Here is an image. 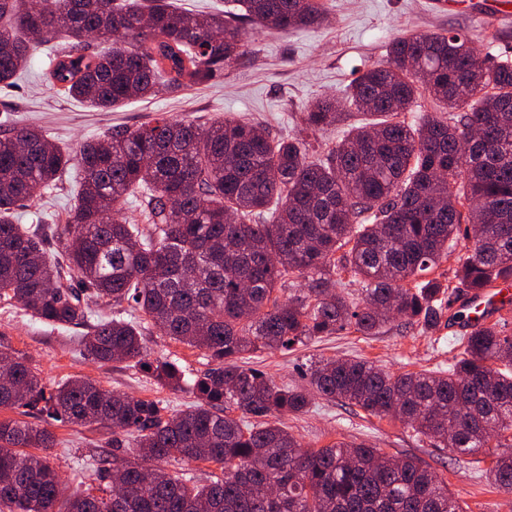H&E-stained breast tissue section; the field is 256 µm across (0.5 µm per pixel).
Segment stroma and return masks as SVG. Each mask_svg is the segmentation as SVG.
<instances>
[{"label":"stroma","instance_id":"stroma-1","mask_svg":"<svg viewBox=\"0 0 512 512\" xmlns=\"http://www.w3.org/2000/svg\"><path fill=\"white\" fill-rule=\"evenodd\" d=\"M328 19L318 26L286 31L253 30L249 53L229 68L224 79L209 85H191L180 92H159L151 99L134 101L101 111L58 92L47 80V49L33 50L13 86L0 87V123L30 124L42 128L69 151L112 126L136 128L155 113L177 119L214 122L225 117L247 118L266 125L273 135L285 137L300 128L306 107L330 96L342 99L349 84L367 66L385 61L387 48L398 36L438 29L469 31L482 52L512 55V42H496L494 30L511 31L512 18L497 28L473 15L472 0H458L447 9L441 0H322ZM79 172L70 170L57 186L34 201L17 207L20 224H60L73 205ZM460 324H440L431 332L389 325L377 336L346 330L299 345L293 350L264 351L249 356V365L263 369L277 383L303 386L311 362L329 358H360L391 372L432 371L447 368L457 353ZM76 327H52L35 321L21 307L0 308V343L26 355L39 368L48 385L88 377L104 388L136 397L156 399L169 412L186 408L190 393L156 385L140 366L101 364L83 356L74 339ZM150 358L177 360L186 373L208 366L204 352L151 332L146 336ZM283 424L309 448L339 440L364 442L389 456L418 458L434 468L462 512H512V493L490 485L485 470L488 454L462 456L434 447L401 422L366 415L356 407L316 400L308 412L283 417ZM56 443L47 456L61 472L67 493L97 488L87 454H109L108 438L92 426H53Z\"/></svg>","mask_w":512,"mask_h":512}]
</instances>
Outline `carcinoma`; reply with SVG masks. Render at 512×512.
Returning <instances> with one entry per match:
<instances>
[{"label":"carcinoma","instance_id":"cac0c4a2","mask_svg":"<svg viewBox=\"0 0 512 512\" xmlns=\"http://www.w3.org/2000/svg\"><path fill=\"white\" fill-rule=\"evenodd\" d=\"M319 0H234L222 14H190L170 0H0V84L29 49L52 51V85L100 110L224 78L244 57L249 27L284 31L325 20ZM65 42L52 44L58 35ZM108 44L92 50L85 36ZM443 109L401 119L418 99ZM347 99L371 120L324 154L301 133L346 120L319 98L300 133L273 138L226 117L207 126L157 113L69 153L28 125L0 130V301L53 326L82 327L80 351L99 363L149 367L164 387L194 397L160 402L74 378L47 386L25 358L0 348V512H461L448 484L415 458L364 443L306 448L279 422L314 397L398 420L457 454L492 448L487 479L512 492V335L474 324L445 371L394 374L367 361L323 360L308 384H277L244 355L354 329L377 336L394 319L430 332L443 303L512 281V59L480 56L459 31L412 33L364 69ZM81 189L66 213L64 253L52 226L14 221V209L56 186L72 164ZM137 203L141 222L119 216ZM456 284L424 278L460 239ZM348 281H343V276ZM359 285L354 292L346 289ZM117 313L94 318L88 300ZM204 351L185 378L148 357L144 333ZM111 435L94 458L99 494L63 497L43 451L56 423ZM209 463L204 483L168 465Z\"/></svg>","mask_w":512,"mask_h":512}]
</instances>
